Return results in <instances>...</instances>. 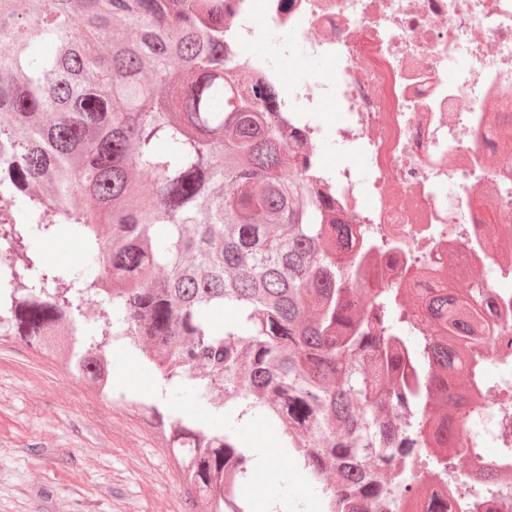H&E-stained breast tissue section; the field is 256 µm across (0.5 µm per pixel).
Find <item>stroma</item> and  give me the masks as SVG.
<instances>
[{"label":"stroma","instance_id":"stroma-1","mask_svg":"<svg viewBox=\"0 0 512 512\" xmlns=\"http://www.w3.org/2000/svg\"><path fill=\"white\" fill-rule=\"evenodd\" d=\"M248 51L287 74L324 68L285 53L275 36ZM112 392L102 397L19 339L0 336V512H192L172 454L140 407L147 394L118 384ZM303 476L295 462L274 477L296 512L323 502Z\"/></svg>","mask_w":512,"mask_h":512}]
</instances>
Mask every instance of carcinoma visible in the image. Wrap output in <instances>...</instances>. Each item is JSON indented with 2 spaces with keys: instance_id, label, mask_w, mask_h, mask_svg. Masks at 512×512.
<instances>
[{
  "instance_id": "1",
  "label": "carcinoma",
  "mask_w": 512,
  "mask_h": 512,
  "mask_svg": "<svg viewBox=\"0 0 512 512\" xmlns=\"http://www.w3.org/2000/svg\"><path fill=\"white\" fill-rule=\"evenodd\" d=\"M275 95L224 60L217 0H0V335L54 348L95 386L105 370V397L122 341L164 384L262 414L325 512L396 510L424 489L390 482L394 463L419 453L450 479L463 466L460 424L488 388L480 348L496 336L512 361V329L480 324L476 268L418 299L349 279L351 225L308 172L317 148L281 131ZM61 230L83 240L86 269L45 261ZM412 301L430 330L404 315L397 336ZM143 408L194 512H244L235 428Z\"/></svg>"
}]
</instances>
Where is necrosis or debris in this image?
Wrapping results in <instances>:
<instances>
[{"label":"necrosis or debris","instance_id":"4bbe7bcc","mask_svg":"<svg viewBox=\"0 0 512 512\" xmlns=\"http://www.w3.org/2000/svg\"><path fill=\"white\" fill-rule=\"evenodd\" d=\"M265 24H258L257 16ZM283 35L285 52L330 62L315 75L284 73L248 44ZM224 53L245 60L279 92L288 132L353 147L368 170L342 163L316 173L352 228L349 253L367 285L441 287L448 265L480 267L481 312L512 327V155L485 161L512 135V0H224ZM331 107L336 123L319 114ZM490 392L465 427L477 454L458 478L479 489L487 470L508 478L492 512L512 505V449L499 417L512 406V363H496ZM410 482L464 505L428 463Z\"/></svg>","mask_w":512,"mask_h":512}]
</instances>
